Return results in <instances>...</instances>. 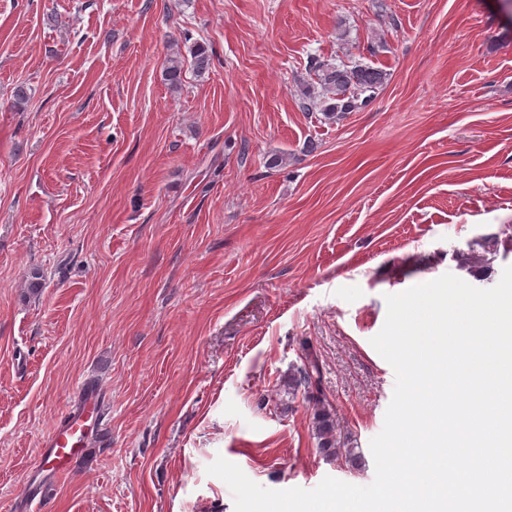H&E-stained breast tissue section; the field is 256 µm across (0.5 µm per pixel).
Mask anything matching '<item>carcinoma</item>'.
Instances as JSON below:
<instances>
[{"mask_svg":"<svg viewBox=\"0 0 512 512\" xmlns=\"http://www.w3.org/2000/svg\"><path fill=\"white\" fill-rule=\"evenodd\" d=\"M183 68L179 59L169 63L164 73L168 85L175 89L182 85ZM308 71L316 81L305 93L304 110L317 109L329 119H339L366 106L386 81V73L380 69L362 64L333 65L317 58L310 59ZM321 377L322 363L318 355L307 350L302 365L290 377L288 388L294 394L304 389L305 398L312 404L311 428L318 440V448L328 456L350 458L353 449L341 447V442L336 439L334 410L321 390Z\"/></svg>","mask_w":512,"mask_h":512,"instance_id":"cac0c4a2","label":"carcinoma"}]
</instances>
